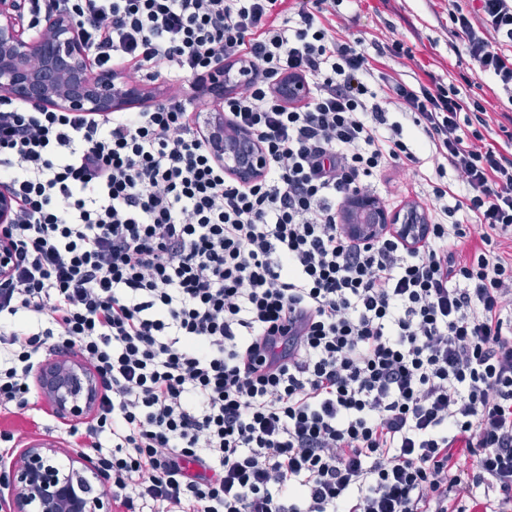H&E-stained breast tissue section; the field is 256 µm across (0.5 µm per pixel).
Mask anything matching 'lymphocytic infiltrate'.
<instances>
[{
	"label": "lymphocytic infiltrate",
	"mask_w": 512,
	"mask_h": 512,
	"mask_svg": "<svg viewBox=\"0 0 512 512\" xmlns=\"http://www.w3.org/2000/svg\"><path fill=\"white\" fill-rule=\"evenodd\" d=\"M343 2L276 23L277 0H31L138 78L246 67L224 129L267 155L261 180L232 179L178 93L104 118L0 103L19 200L0 406L25 404L42 354L78 349L103 388L88 446L125 512H512V132L492 136L512 112L378 71L409 49L337 35ZM448 5L475 73L511 90L512 0ZM429 159L419 246L345 234L350 192ZM276 90L285 101L291 104L303 101L307 95L306 84L296 78L279 81Z\"/></svg>",
	"instance_id": "1"
}]
</instances>
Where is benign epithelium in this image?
<instances>
[{
  "mask_svg": "<svg viewBox=\"0 0 512 512\" xmlns=\"http://www.w3.org/2000/svg\"><path fill=\"white\" fill-rule=\"evenodd\" d=\"M277 93L291 104L303 101L307 87L299 79H285ZM155 89L134 82L112 69H100L91 58L81 27L66 13L44 16L42 30L29 23V0H0V102L22 101L38 110L93 114L101 117L144 104ZM206 137L214 160L242 184L260 178L266 156L251 134L240 129L224 134V113L211 114ZM16 196L0 186V224L14 223ZM345 232L357 240L387 233L405 245L420 244L428 215L418 206L385 211L376 201L353 193L340 214ZM14 248L0 236V280L10 277ZM42 397L60 418H78L95 411L99 381L81 361L59 355L37 370ZM55 445L31 443L22 463L0 473V483L9 490L0 501L7 512H112L110 500L96 492L92 481L103 482L106 473L81 452L71 462L83 468L67 470L53 462Z\"/></svg>",
  "mask_w": 512,
  "mask_h": 512,
  "instance_id": "benign-epithelium-1",
  "label": "benign epithelium"
}]
</instances>
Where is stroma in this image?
I'll return each instance as SVG.
<instances>
[{
	"label": "stroma",
	"mask_w": 512,
	"mask_h": 512,
	"mask_svg": "<svg viewBox=\"0 0 512 512\" xmlns=\"http://www.w3.org/2000/svg\"><path fill=\"white\" fill-rule=\"evenodd\" d=\"M348 19L340 23L343 33H355L366 40L391 35L411 48L414 57L398 65L399 73L412 78L430 71L447 81L458 83L464 95L485 97L497 105L512 102V90H503L491 77L471 74V64L461 56L459 41L452 32L448 0H350ZM471 75V83L461 82V75ZM7 424H0V449L11 447L10 456L0 459V470L13 465L15 457L33 441L54 442L59 452L55 459L68 465L69 449H82L89 418L67 422L50 412L42 397L26 406H11Z\"/></svg>",
	"instance_id": "obj_1"
}]
</instances>
